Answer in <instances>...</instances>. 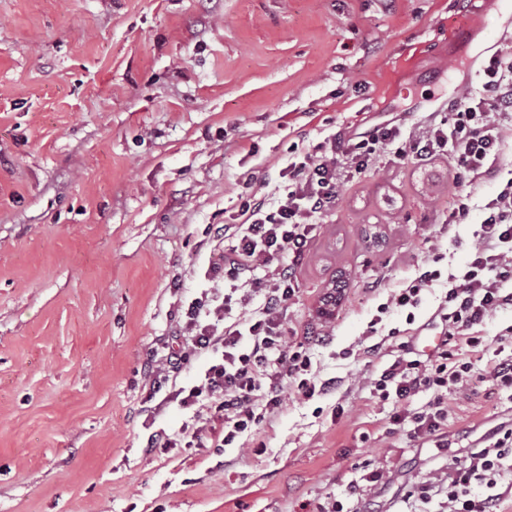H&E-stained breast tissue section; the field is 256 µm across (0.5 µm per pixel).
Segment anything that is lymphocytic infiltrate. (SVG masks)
I'll use <instances>...</instances> for the list:
<instances>
[{
    "mask_svg": "<svg viewBox=\"0 0 512 512\" xmlns=\"http://www.w3.org/2000/svg\"><path fill=\"white\" fill-rule=\"evenodd\" d=\"M479 76L478 85L449 101L444 117L415 130L397 119L353 136L330 134L297 149L286 180L270 192L248 191L231 222L211 240L224 259L225 281L239 295L241 315L227 321L229 303L219 294L192 298L176 322L174 349L150 369L155 377L174 378L199 350L212 351L213 360L180 400L186 408L206 407L211 416L204 425H184L185 434L227 447L278 412L285 389L310 399L335 388V380L322 381L313 373L307 349L286 334L282 313L294 294L293 270L308 253L317 224L335 210L340 185L386 157L448 160L460 192L441 235L464 222L472 202L481 201L485 213L470 261L459 274H443L444 255L434 252L425 270L394 286L377 307L384 314L394 305H417L423 290L445 283L438 306L446 324L444 342L424 361L398 357L373 386L380 399L392 401L393 425L411 438L427 442L447 429L449 394L464 393L470 385V365L455 359L448 340L462 336L478 346L475 327L512 307V169L504 160L512 142V51L492 53ZM489 183L497 189L482 197ZM423 390L431 391L430 400L420 411L409 410L410 398ZM509 460L512 428L453 461L446 472L414 484L403 502L412 508L435 501L439 512H496L503 498L498 478ZM475 480L484 484L485 494H472Z\"/></svg>",
    "mask_w": 512,
    "mask_h": 512,
    "instance_id": "lymphocytic-infiltrate-1",
    "label": "lymphocytic infiltrate"
}]
</instances>
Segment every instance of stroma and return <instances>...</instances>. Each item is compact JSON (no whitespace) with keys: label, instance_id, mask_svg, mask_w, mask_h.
<instances>
[{"label":"stroma","instance_id":"stroma-1","mask_svg":"<svg viewBox=\"0 0 512 512\" xmlns=\"http://www.w3.org/2000/svg\"><path fill=\"white\" fill-rule=\"evenodd\" d=\"M497 48L512 49V0H0V512H401L409 482L512 423V391L481 376L512 346L510 307L479 347H454L474 377L444 448L360 384L404 347L428 357L442 330L437 284L390 309L384 356L363 355L459 192L444 159L355 175L296 271L284 326L335 391L290 397L238 448H152L191 422L169 394L213 354L157 392L145 375L180 301L222 287L207 231L247 178L278 182L303 133L423 123ZM339 269L348 286L321 315ZM376 470L370 497L351 493Z\"/></svg>","mask_w":512,"mask_h":512}]
</instances>
